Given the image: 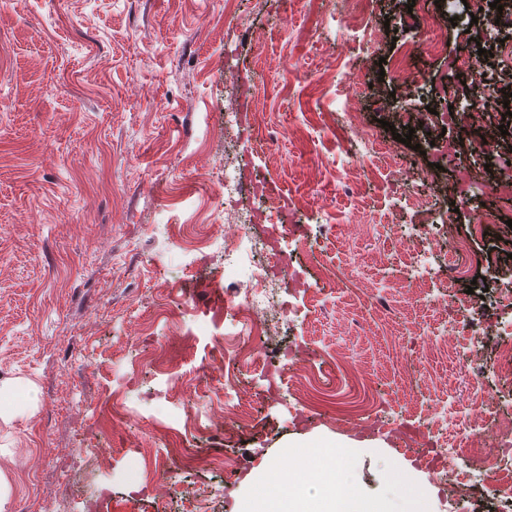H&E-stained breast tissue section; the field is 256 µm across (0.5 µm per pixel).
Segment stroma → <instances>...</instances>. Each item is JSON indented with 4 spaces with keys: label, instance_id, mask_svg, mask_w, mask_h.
<instances>
[{
    "label": "stroma",
    "instance_id": "obj_1",
    "mask_svg": "<svg viewBox=\"0 0 512 512\" xmlns=\"http://www.w3.org/2000/svg\"><path fill=\"white\" fill-rule=\"evenodd\" d=\"M332 2L0 0V472L11 487L0 512H54L70 489L109 512H158L161 500L202 486L214 512H236L245 474L265 455L322 434L382 440L350 468L372 494L394 498L385 469L400 460L425 482L429 512H498L482 490L441 495L400 449L404 431L425 447L434 410L446 409L452 433L475 404L512 410L494 362L475 387L454 351L440 349L442 310L409 302L406 255L419 244L443 271L455 244L435 222L453 215L470 243L455 291L482 280L494 313L493 281L512 277L495 251L512 234V198L486 188L499 173L495 153L460 149L436 169L421 133L406 145L404 127L385 131L398 112L422 115L474 92L419 48L426 79L398 93L392 72L413 43L400 27L410 0H359L379 34L371 47L336 22ZM429 10L448 55L482 38L463 0ZM237 64L244 80L226 78ZM242 94L257 110L243 114L241 131L265 142L251 149L252 165L299 203L311 234L292 254L295 284L280 290L276 335L259 360L234 364L252 421L228 432L234 410L213 390L212 353L235 333L220 302L238 285L222 243L241 233L225 222L220 194L224 155L239 145L223 107ZM415 189L429 208L415 205ZM463 196L468 207L453 211ZM485 210L497 221L473 235ZM325 266L341 281L323 280ZM184 299L193 307L183 314ZM106 400L125 408L123 429L99 419ZM379 404L397 432L373 430ZM137 442L193 449L198 464L130 478L120 451ZM94 448L115 454L80 468ZM229 454L235 469L213 467Z\"/></svg>",
    "mask_w": 512,
    "mask_h": 512
}]
</instances>
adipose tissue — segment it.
Wrapping results in <instances>:
<instances>
[{
  "label": "adipose tissue",
  "instance_id": "1",
  "mask_svg": "<svg viewBox=\"0 0 512 512\" xmlns=\"http://www.w3.org/2000/svg\"><path fill=\"white\" fill-rule=\"evenodd\" d=\"M352 456L343 440H294L246 478L238 512H386L384 499L345 482Z\"/></svg>",
  "mask_w": 512,
  "mask_h": 512
}]
</instances>
